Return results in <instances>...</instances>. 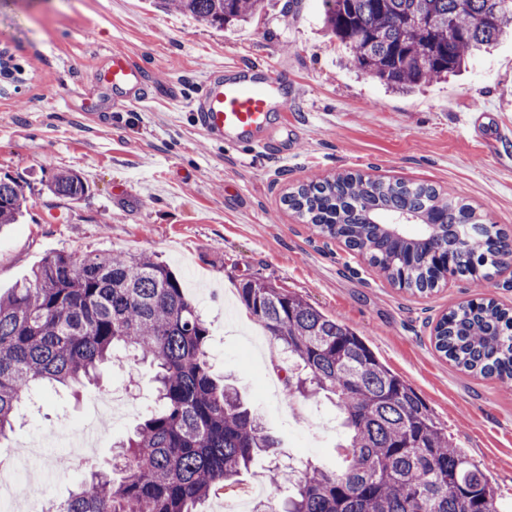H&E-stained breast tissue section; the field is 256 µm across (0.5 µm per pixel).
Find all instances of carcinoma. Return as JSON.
I'll use <instances>...</instances> for the list:
<instances>
[{
    "instance_id": "cac0c4a2",
    "label": "carcinoma",
    "mask_w": 512,
    "mask_h": 512,
    "mask_svg": "<svg viewBox=\"0 0 512 512\" xmlns=\"http://www.w3.org/2000/svg\"><path fill=\"white\" fill-rule=\"evenodd\" d=\"M322 2L325 26L349 50L350 64L398 93L448 78L512 30V0ZM155 7L224 28L249 22L267 4L155 0ZM450 23L458 32L451 40ZM18 73L0 49V80L16 82ZM48 188L79 201L89 186L66 171ZM286 202L321 235L420 294L447 272L487 280L512 254L497 225L430 185L346 172L300 184ZM25 207L22 187L0 178V226L18 223ZM402 215L416 227L397 236L388 222ZM238 293L288 358L286 395L334 401L343 432L336 469L305 462L285 501L272 472L271 494L254 512H499L485 473L353 328L265 280L243 281ZM209 336L180 280L148 253L51 255L0 295V439L36 389L95 382L120 350L154 370L156 407L119 442L111 467L90 469L44 512H198L256 456L277 455L278 440L214 374ZM434 340L457 366L512 388V309L470 300L440 317Z\"/></svg>"
}]
</instances>
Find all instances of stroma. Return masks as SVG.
I'll use <instances>...</instances> for the list:
<instances>
[{
	"label": "stroma",
	"instance_id": "stroma-1",
	"mask_svg": "<svg viewBox=\"0 0 512 512\" xmlns=\"http://www.w3.org/2000/svg\"><path fill=\"white\" fill-rule=\"evenodd\" d=\"M321 13V0H272L258 22L220 29L151 12L147 0H0V48L22 70L21 82L0 92V177L27 196L22 223L0 228V294L56 253H151L209 323L215 371L287 454L334 467L335 406L265 393L271 369L283 367L280 348L236 289L269 281L364 337L485 472L501 512H512V390L456 367L432 339L437 320L459 304L492 298L512 307V270L480 283L451 277L414 294L282 202L292 185L358 171L435 185L512 234V40L476 56L461 76L399 95L349 67ZM114 49L142 62L153 87L130 111H116L117 97L92 80ZM235 63L291 82L287 123L271 149L221 141L195 124L206 75ZM99 111L111 123L98 122ZM61 170L85 177L83 199L48 193ZM154 400L149 366L114 359L101 384L79 395L44 387L0 456H22L20 479L43 481L44 501L63 499L87 475L59 465L84 455L71 436L94 429L93 463L104 466ZM270 477L268 463L256 461L202 512H224L228 501L254 506Z\"/></svg>",
	"mask_w": 512,
	"mask_h": 512
}]
</instances>
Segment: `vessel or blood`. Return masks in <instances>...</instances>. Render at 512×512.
Masks as SVG:
<instances>
[{"mask_svg":"<svg viewBox=\"0 0 512 512\" xmlns=\"http://www.w3.org/2000/svg\"><path fill=\"white\" fill-rule=\"evenodd\" d=\"M98 80L104 87L123 91V108L138 106L149 97L144 66L125 51H112ZM287 109L285 74L239 65L209 74L196 103L195 117L206 133L230 143L262 146Z\"/></svg>","mask_w":512,"mask_h":512,"instance_id":"vessel-or-blood-1","label":"vessel or blood"}]
</instances>
